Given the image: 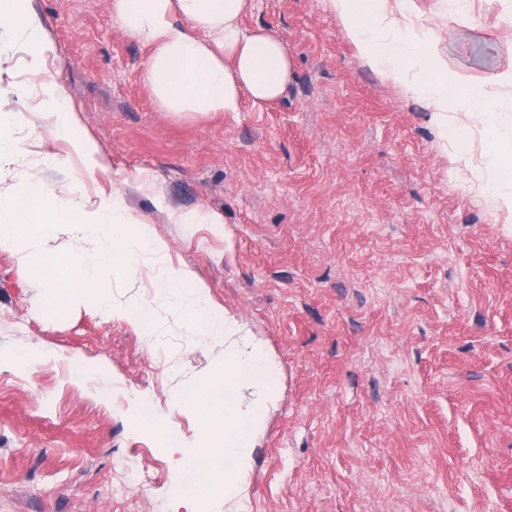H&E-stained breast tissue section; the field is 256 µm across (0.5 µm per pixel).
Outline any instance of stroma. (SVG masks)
I'll use <instances>...</instances> for the list:
<instances>
[{"instance_id": "35a3bbf8", "label": "stroma", "mask_w": 512, "mask_h": 512, "mask_svg": "<svg viewBox=\"0 0 512 512\" xmlns=\"http://www.w3.org/2000/svg\"><path fill=\"white\" fill-rule=\"evenodd\" d=\"M112 3L21 0L29 32L0 27V100L16 114L0 195L37 171L62 197L119 198L264 346L277 383L250 485L199 512H512V213L486 195L480 129L460 115L441 136L329 0H252L240 21L285 43L281 97L161 111L152 47ZM386 7L421 22L461 85L512 63V0ZM52 86L74 114L65 135ZM76 140L97 147L94 173ZM195 213L220 221L182 223ZM42 277L0 242V512H174L170 449L207 432L194 396L223 343L203 347L149 278L142 325L78 299L48 308Z\"/></svg>"}]
</instances>
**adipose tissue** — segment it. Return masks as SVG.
<instances>
[{"label": "adipose tissue", "mask_w": 512, "mask_h": 512, "mask_svg": "<svg viewBox=\"0 0 512 512\" xmlns=\"http://www.w3.org/2000/svg\"><path fill=\"white\" fill-rule=\"evenodd\" d=\"M251 0H113L130 34L152 45L144 77L166 112H235L242 93L278 98L291 62L282 40L248 31Z\"/></svg>", "instance_id": "obj_1"}]
</instances>
